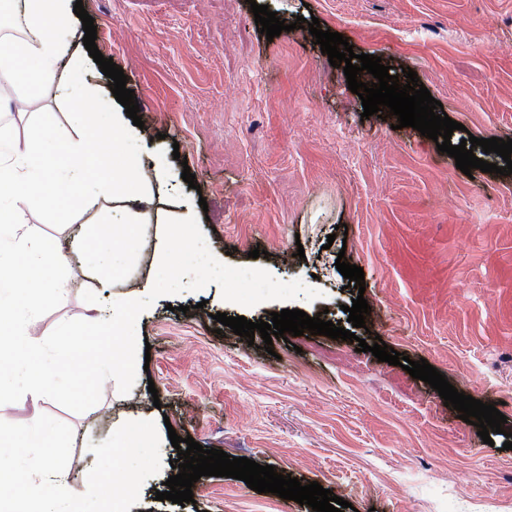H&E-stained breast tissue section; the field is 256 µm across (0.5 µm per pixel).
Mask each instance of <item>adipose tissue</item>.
I'll return each mask as SVG.
<instances>
[{"mask_svg":"<svg viewBox=\"0 0 512 512\" xmlns=\"http://www.w3.org/2000/svg\"><path fill=\"white\" fill-rule=\"evenodd\" d=\"M9 14L26 23L23 40L0 49V78L28 77L33 86L53 85L59 60L69 53V31L73 0H8ZM76 119L86 130L79 138L61 141L53 154L62 160V169L48 166L40 141H17L0 135V148L6 152L0 158V187L8 189L6 204L0 205V223L10 235L8 260L0 259V280H23L29 284L30 296L25 315H35L42 306L61 297L69 286L66 270L68 259L55 246L32 235L27 215L33 201L55 190L56 194L87 192L110 196L113 210L121 215V223L111 225L113 243L135 251L140 225L149 223V206L165 187L164 176L146 181L141 177L140 158L129 145L137 137L125 112L113 110L112 121L100 123L97 115L80 112ZM110 149V170L101 175L91 172V145ZM196 222L192 208H184L172 222L167 238L161 244L157 262L161 268L173 264L172 254H185L178 263L181 276L195 273L198 256ZM140 301L116 296L110 304L96 307L94 322L98 335L119 336L123 345L113 362L121 364L135 357L139 346L136 339ZM13 308H0V352L8 350L25 366L26 375L21 394L32 402L51 398L56 393L57 377L72 367L87 352L84 345L74 343L72 332H63L52 364L44 362V346L29 338L23 322Z\"/></svg>","mask_w":512,"mask_h":512,"instance_id":"adipose-tissue-1","label":"adipose tissue"}]
</instances>
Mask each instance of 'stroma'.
I'll use <instances>...</instances> for the list:
<instances>
[{
  "instance_id": "stroma-1",
  "label": "stroma",
  "mask_w": 512,
  "mask_h": 512,
  "mask_svg": "<svg viewBox=\"0 0 512 512\" xmlns=\"http://www.w3.org/2000/svg\"><path fill=\"white\" fill-rule=\"evenodd\" d=\"M287 23L266 39L247 0H83L96 45L122 67L169 175L171 199L206 200L195 231L222 260L223 279L168 280L156 252L161 225L144 224L119 273L74 257L76 234L94 241L112 209L83 200L64 216L32 207V234L71 255V285L28 325L53 347L60 330L91 323L103 278L121 294L156 288L139 314L151 346L121 373L105 340L57 379L56 396L31 403L15 386L23 366L0 358V420L46 414L73 430L69 484L87 486L89 443L129 418L151 420L161 469L129 512H313L244 481L204 476L192 502L155 498L178 454L169 431L204 449L274 466L348 501L344 512H512V175L473 170L388 108L362 102L297 17L315 16L355 54L393 74L412 69L460 123L451 136L512 139V0H256ZM72 103L22 81L0 83V126L52 145L78 135ZM194 174L183 181V169ZM346 239L334 238L335 230ZM258 258H250L252 250ZM361 267L348 284L337 257ZM247 268L255 286L234 270ZM364 297L373 334L427 360L457 390L500 403L503 433L484 444L428 383L323 335L247 342L215 313L269 320L299 309L344 321Z\"/></svg>"
}]
</instances>
